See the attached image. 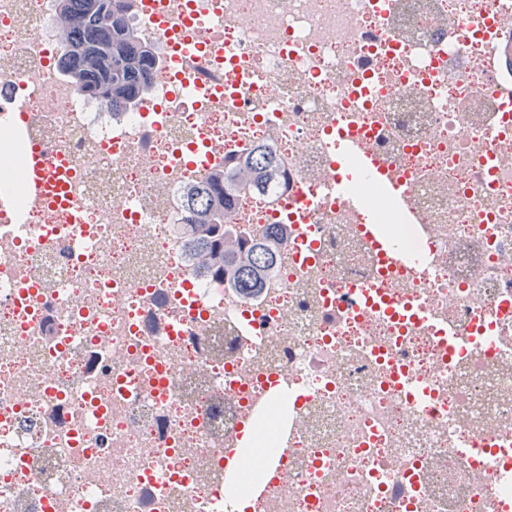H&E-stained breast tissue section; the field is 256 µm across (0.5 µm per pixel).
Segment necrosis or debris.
Instances as JSON below:
<instances>
[{"instance_id": "1", "label": "necrosis or debris", "mask_w": 512, "mask_h": 512, "mask_svg": "<svg viewBox=\"0 0 512 512\" xmlns=\"http://www.w3.org/2000/svg\"><path fill=\"white\" fill-rule=\"evenodd\" d=\"M492 2L126 0L159 58L171 34L147 11L171 27L208 13L202 62L223 80L189 98L161 65L115 112L66 75L57 0H0V104L27 99L37 145L69 173L64 202L30 204L28 144L0 122V512H217L227 497L252 512H512V105L489 67L512 9L490 18ZM349 131L418 223L356 163L333 166ZM201 146L275 158L283 196L247 192L229 213L288 228L254 296L207 274L180 232L199 175L175 158ZM332 177L363 209H287ZM368 220L431 267L383 259ZM417 304L430 321L405 319ZM232 450L250 482L226 485ZM362 171L364 175L372 181L384 184L393 197L397 210L402 215L405 222L415 224L417 215L411 206L407 194L399 187L397 180L392 182L387 168L379 163L376 159L368 157L362 163Z\"/></svg>"}]
</instances>
